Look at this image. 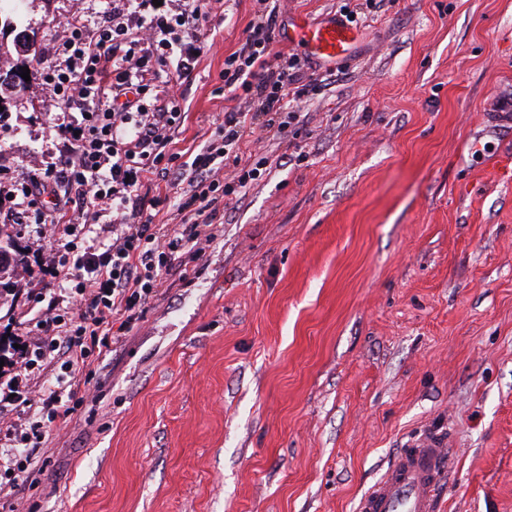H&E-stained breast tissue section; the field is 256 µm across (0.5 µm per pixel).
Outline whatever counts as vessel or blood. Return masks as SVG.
<instances>
[{
  "label": "vessel or blood",
  "mask_w": 512,
  "mask_h": 512,
  "mask_svg": "<svg viewBox=\"0 0 512 512\" xmlns=\"http://www.w3.org/2000/svg\"><path fill=\"white\" fill-rule=\"evenodd\" d=\"M283 38L335 61L348 56L354 32L336 17L320 24L294 23ZM449 445L445 436L425 433L399 449L382 478L360 497L358 512H434L451 463Z\"/></svg>",
  "instance_id": "1"
}]
</instances>
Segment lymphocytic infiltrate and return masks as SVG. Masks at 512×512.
Masks as SVG:
<instances>
[{"label":"lymphocytic infiltrate","instance_id":"1","mask_svg":"<svg viewBox=\"0 0 512 512\" xmlns=\"http://www.w3.org/2000/svg\"><path fill=\"white\" fill-rule=\"evenodd\" d=\"M254 2L244 43L224 60V88L237 105L193 158L175 224L155 222L144 190L182 175L173 145L184 107L174 88L194 70L191 48L224 0H112L96 27L78 16L64 21L60 61L43 76L69 115L57 126L62 150L0 179V212L23 216L39 239L55 244L46 254L26 252L20 269L40 304L21 366L56 360L62 369L42 402L51 417L68 416L70 373L105 354L116 330L138 320L184 252L203 253L213 242L225 197L260 175L244 160L246 143L283 133L296 118L289 101L314 88L295 54L276 48L270 0ZM8 436L13 451L0 457V490L29 479L41 422L29 418Z\"/></svg>","mask_w":512,"mask_h":512}]
</instances>
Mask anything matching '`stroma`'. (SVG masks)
Returning a JSON list of instances; mask_svg holds the SVG:
<instances>
[{"instance_id":"1","label":"stroma","mask_w":512,"mask_h":512,"mask_svg":"<svg viewBox=\"0 0 512 512\" xmlns=\"http://www.w3.org/2000/svg\"><path fill=\"white\" fill-rule=\"evenodd\" d=\"M278 24L349 7L359 46L310 59L315 89L285 133L249 145L266 170L227 202L216 241L184 253L112 350L79 379L65 421L43 418L18 512H356L404 445L453 434L435 512H512V0H277ZM102 0H25L40 61L0 127V176L57 156L61 104L39 76L56 23ZM253 0L211 17L174 146L192 161L235 102L224 59ZM6 400L0 429L26 424Z\"/></svg>"}]
</instances>
